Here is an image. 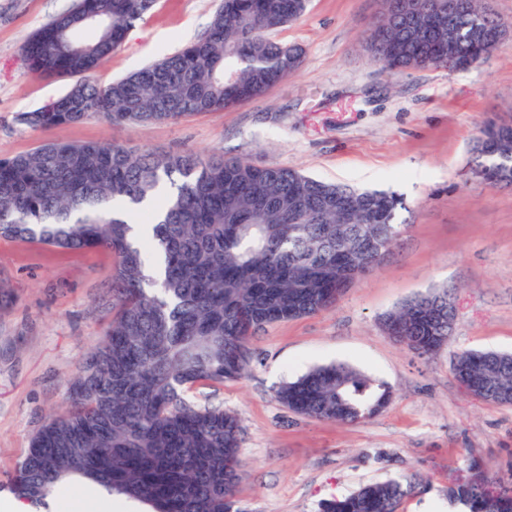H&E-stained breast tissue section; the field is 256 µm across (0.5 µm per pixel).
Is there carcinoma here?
<instances>
[{"label": "carcinoma", "instance_id": "cac0c4a2", "mask_svg": "<svg viewBox=\"0 0 512 512\" xmlns=\"http://www.w3.org/2000/svg\"><path fill=\"white\" fill-rule=\"evenodd\" d=\"M156 0H74L41 25L20 50L24 66L71 79L49 110L20 112L18 124L49 129L89 118L109 124L169 122L223 112L255 98L303 63L302 49L272 34L298 21L308 0H220L206 30L178 52L107 84L92 76ZM452 23L434 27L440 0H414L409 33L388 25L374 47L395 69L417 59L466 68L487 60L492 44L478 30L505 24L485 0H458ZM232 70L246 91L224 88ZM512 186V167L477 156ZM169 189L152 235L135 245L113 206H133ZM403 198L327 183L283 166L222 154H157L111 143L41 142L0 159V238L58 249L112 252V321L68 387L69 407L33 434L16 463L14 493L44 503L60 481L80 477L110 496L152 512H243L234 490L243 430L236 415L186 398L196 386L218 388L250 367L253 339L272 323L336 303V278L357 258L377 262L387 228L399 232ZM440 313L429 325L422 313ZM404 344L429 355L448 342L454 309L448 289L417 296L394 312ZM460 380L479 400L495 388L512 405V354L457 355ZM295 414L354 423L383 409L389 388L345 363L316 367L276 390ZM412 484H368L321 504V512H398ZM463 512H512L479 480L448 485Z\"/></svg>", "mask_w": 512, "mask_h": 512}]
</instances>
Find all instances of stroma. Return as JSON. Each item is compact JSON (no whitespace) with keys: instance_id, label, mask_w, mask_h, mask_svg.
I'll return each instance as SVG.
<instances>
[{"instance_id":"stroma-1","label":"stroma","mask_w":512,"mask_h":512,"mask_svg":"<svg viewBox=\"0 0 512 512\" xmlns=\"http://www.w3.org/2000/svg\"><path fill=\"white\" fill-rule=\"evenodd\" d=\"M72 0H0V158L46 139L114 142L158 153H223L288 166L317 179L401 195V233L380 266L335 307L267 327L247 374L197 403L235 413L243 428L235 499L244 512H319L369 483L413 480L399 512H454L448 485L480 473L512 482V405L474 399L452 366L465 349L512 352V186L475 175L473 145L489 122L512 124V36L467 69L392 71L371 61L365 37L383 0H310L276 32L298 44L299 70L264 95L175 122L33 130L17 113L68 89L30 72L20 49ZM215 0H157L99 69L107 83L179 51L206 29ZM114 258L0 240V504L14 465L49 415L68 405V381L101 343L102 301ZM447 288L456 319L446 345L421 356L390 336L385 317ZM343 362L385 383L388 405L355 424L305 417L274 390L313 367Z\"/></svg>"}]
</instances>
